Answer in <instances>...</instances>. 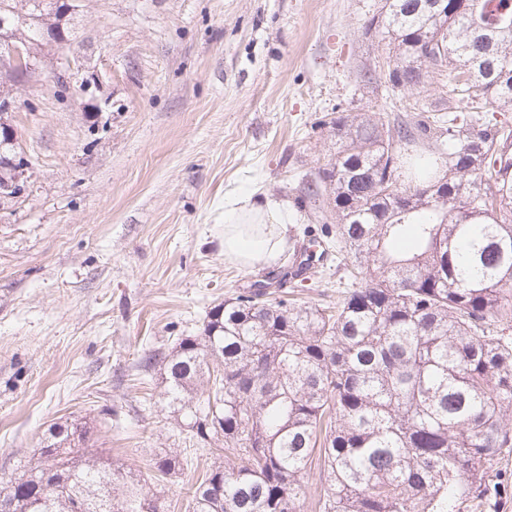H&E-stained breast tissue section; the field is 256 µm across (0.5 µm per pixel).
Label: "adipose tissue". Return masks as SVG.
<instances>
[{
    "label": "adipose tissue",
    "instance_id": "adipose-tissue-1",
    "mask_svg": "<svg viewBox=\"0 0 512 512\" xmlns=\"http://www.w3.org/2000/svg\"><path fill=\"white\" fill-rule=\"evenodd\" d=\"M287 224L283 202L269 197L225 199V261L253 267L275 260L285 246Z\"/></svg>",
    "mask_w": 512,
    "mask_h": 512
}]
</instances>
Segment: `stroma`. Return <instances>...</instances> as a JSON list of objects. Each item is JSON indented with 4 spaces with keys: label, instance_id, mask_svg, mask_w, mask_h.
Instances as JSON below:
<instances>
[{
    "label": "stroma",
    "instance_id": "35a3bbf8",
    "mask_svg": "<svg viewBox=\"0 0 512 512\" xmlns=\"http://www.w3.org/2000/svg\"><path fill=\"white\" fill-rule=\"evenodd\" d=\"M77 3L71 50L43 45L40 74L12 88L28 168L0 201V479L59 421L90 422L95 448L145 479L182 451L141 358L290 267L330 210L302 193L334 151L322 119L386 96L387 51L363 33L381 0ZM241 195L291 210L275 267L224 259V199ZM339 278L331 254L285 289L332 303ZM488 480L483 512H512V452Z\"/></svg>",
    "mask_w": 512,
    "mask_h": 512
}]
</instances>
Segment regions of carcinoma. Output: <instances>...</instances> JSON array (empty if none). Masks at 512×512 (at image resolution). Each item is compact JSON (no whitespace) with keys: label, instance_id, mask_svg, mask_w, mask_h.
<instances>
[{"label":"carcinoma","instance_id":"carcinoma-1","mask_svg":"<svg viewBox=\"0 0 512 512\" xmlns=\"http://www.w3.org/2000/svg\"><path fill=\"white\" fill-rule=\"evenodd\" d=\"M0 0V58L51 0ZM365 34L387 43L388 96L448 74V104L391 123L338 112L336 152L306 181L328 193L335 230L311 238L353 287L303 305L258 283L213 306L199 336L148 353L195 451L192 512H463L484 503L489 469L512 449V0H382ZM15 145L0 137V182ZM88 422L54 424L0 484V512H161L164 488L90 451ZM194 468L164 454L162 479Z\"/></svg>","mask_w":512,"mask_h":512}]
</instances>
